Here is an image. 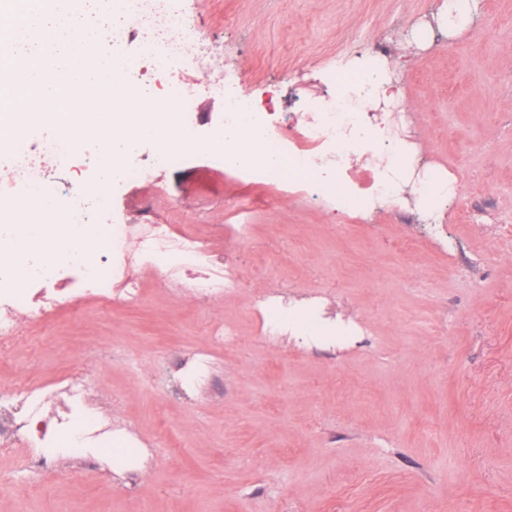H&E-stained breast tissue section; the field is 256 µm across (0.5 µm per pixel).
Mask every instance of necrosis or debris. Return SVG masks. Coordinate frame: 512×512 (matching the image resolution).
<instances>
[{
	"instance_id": "4bbe7bcc",
	"label": "necrosis or debris",
	"mask_w": 512,
	"mask_h": 512,
	"mask_svg": "<svg viewBox=\"0 0 512 512\" xmlns=\"http://www.w3.org/2000/svg\"><path fill=\"white\" fill-rule=\"evenodd\" d=\"M140 40L152 72L164 71L176 58L201 61L209 84L224 90V144L212 155L214 162L238 173L240 179L254 185L280 179L282 195L303 198L309 195L331 201L337 208L360 209L376 217L386 208L400 206L424 195L441 177L440 171L419 162L414 149L416 138L411 128L389 122V115L401 114L402 102L391 105L390 112L366 108V100H381V89L356 85L345 76L336 81V96L324 111L304 112L283 123L261 109L251 96L241 95L245 83L242 71L228 60L216 58L211 46L190 26L181 22L173 0H124L121 25L113 30V42ZM192 95H184L173 137L176 148L163 153H145L124 167L119 175L125 182H146L173 162L184 159L179 142L197 141L191 112ZM246 135L281 162L280 171L271 170L264 159L239 151L235 141ZM74 157L71 142L61 136L44 140L31 151L18 152L10 167L9 187L39 198L52 185L54 169L68 165ZM371 162L364 172L362 190L351 193L339 183L351 174L358 158ZM109 191L89 194L74 204L68 221L91 238H106L107 250H92L77 257L60 251L55 244H39L29 259V275L16 282L11 273L12 256L0 251V341L21 346L32 325L43 321L53 310L92 298L103 303L114 300L133 304L140 300L144 285L135 275V267L160 265L165 255L177 260L172 273L181 291L220 297L233 283L230 271L219 268L206 239L188 227L160 224L154 220V206L145 203L137 224H100L97 215L108 206ZM280 301H273L267 321L259 333L267 338L282 335L291 327H301L313 339L328 332L351 335L347 326L329 329L320 312L313 307L299 314L281 317ZM24 400L29 415L19 418L9 403L0 400V447L16 442L42 449L53 448L61 435L73 430V417L89 404L85 389L71 386L62 392L51 408L36 398L35 386H27Z\"/></svg>"
}]
</instances>
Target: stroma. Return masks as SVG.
I'll return each mask as SVG.
<instances>
[{
  "mask_svg": "<svg viewBox=\"0 0 512 512\" xmlns=\"http://www.w3.org/2000/svg\"><path fill=\"white\" fill-rule=\"evenodd\" d=\"M446 0H177L214 46L238 47L247 88L277 118L322 103L331 70L356 74L379 39L404 78L421 157L461 180L442 229L319 200L280 202L245 187L198 144L154 181L125 185L134 220L153 197L160 222L209 234L235 271L232 294L184 296L138 270L137 305L84 300L30 329L0 358V395L35 381L81 383L113 444L41 473L29 447L0 450V512H512V0H479L448 26ZM195 90L202 121L224 96L195 65L173 64L155 99ZM54 173L72 194L99 180L98 143ZM249 223V241L222 228ZM268 295L302 309L319 296L366 333L302 345L259 336ZM237 332L214 347L208 323Z\"/></svg>",
  "mask_w": 512,
  "mask_h": 512,
  "instance_id": "1",
  "label": "stroma"
}]
</instances>
